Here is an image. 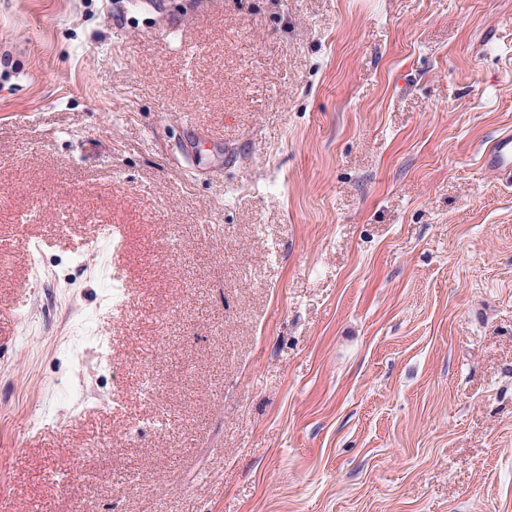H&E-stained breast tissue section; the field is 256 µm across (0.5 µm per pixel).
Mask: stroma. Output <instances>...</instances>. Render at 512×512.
<instances>
[{
  "instance_id": "stroma-1",
  "label": "stroma",
  "mask_w": 512,
  "mask_h": 512,
  "mask_svg": "<svg viewBox=\"0 0 512 512\" xmlns=\"http://www.w3.org/2000/svg\"><path fill=\"white\" fill-rule=\"evenodd\" d=\"M508 129L512 0H0V512H512ZM487 169L500 181L512 184V134L503 133L489 147L485 155Z\"/></svg>"
}]
</instances>
